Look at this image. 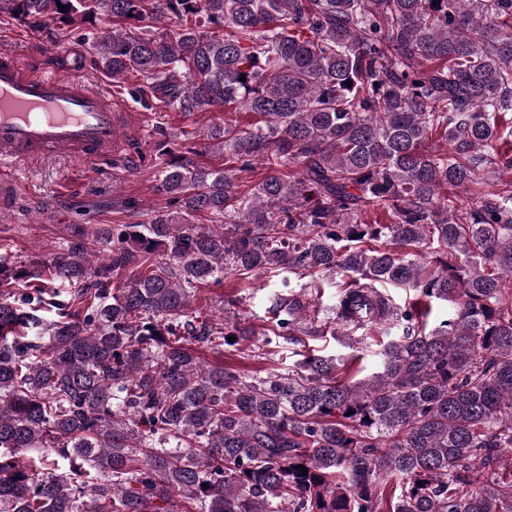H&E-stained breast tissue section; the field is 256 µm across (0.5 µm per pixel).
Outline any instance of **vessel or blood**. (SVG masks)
<instances>
[{"label": "vessel or blood", "mask_w": 512, "mask_h": 512, "mask_svg": "<svg viewBox=\"0 0 512 512\" xmlns=\"http://www.w3.org/2000/svg\"><path fill=\"white\" fill-rule=\"evenodd\" d=\"M61 157L135 163L117 98L80 74L35 68L0 50V208L17 191L26 163Z\"/></svg>", "instance_id": "vessel-or-blood-1"}]
</instances>
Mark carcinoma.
Masks as SVG:
<instances>
[{
    "mask_svg": "<svg viewBox=\"0 0 512 512\" xmlns=\"http://www.w3.org/2000/svg\"><path fill=\"white\" fill-rule=\"evenodd\" d=\"M3 14L56 45L104 22L90 63L112 81L262 121L206 131L238 167L164 160L157 191L179 212L97 228L111 263L82 242L39 269L0 256V512H512V181L454 204L512 173V0H0ZM300 271L354 277L342 327L411 322L428 300L456 314L391 339L362 380L333 355L252 377L201 363L193 343L320 335L287 280L270 329L194 307L212 281ZM382 283L421 301L402 309Z\"/></svg>",
    "mask_w": 512,
    "mask_h": 512,
    "instance_id": "1",
    "label": "carcinoma"
}]
</instances>
